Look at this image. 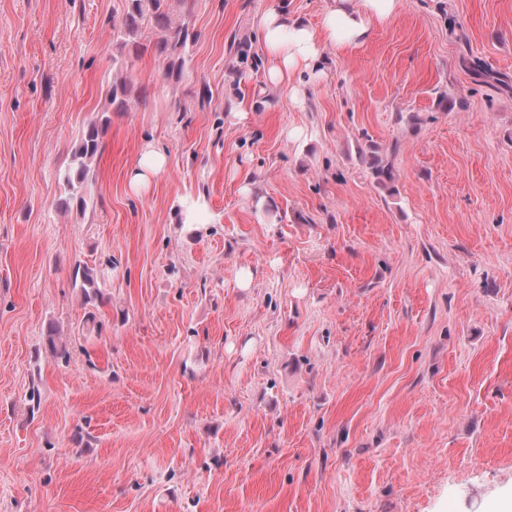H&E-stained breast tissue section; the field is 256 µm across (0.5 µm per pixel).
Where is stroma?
<instances>
[{
  "instance_id": "1",
  "label": "stroma",
  "mask_w": 512,
  "mask_h": 512,
  "mask_svg": "<svg viewBox=\"0 0 512 512\" xmlns=\"http://www.w3.org/2000/svg\"><path fill=\"white\" fill-rule=\"evenodd\" d=\"M279 4L317 28L330 0H170L187 73L128 60L141 98L114 114L122 0H0V512L512 505V90L462 63L512 78V0H404L325 50L300 110L267 65L230 85L231 40L261 52ZM106 112L93 205L58 209ZM151 142L167 167L137 194ZM369 165L370 178L377 186L386 188L393 183L395 176L391 162H385L382 157L373 156ZM99 277L96 269L88 265L79 263L73 270V287L80 288L85 303L91 304L94 308L104 302L98 283Z\"/></svg>"
}]
</instances>
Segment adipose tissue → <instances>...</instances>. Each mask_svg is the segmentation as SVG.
<instances>
[{
    "label": "adipose tissue",
    "mask_w": 512,
    "mask_h": 512,
    "mask_svg": "<svg viewBox=\"0 0 512 512\" xmlns=\"http://www.w3.org/2000/svg\"><path fill=\"white\" fill-rule=\"evenodd\" d=\"M404 0H331L321 28L314 29L285 11L268 10L260 19L267 77L287 83L288 97L302 107L307 96L305 77H316L324 48L344 52L363 45L372 28L395 16Z\"/></svg>",
    "instance_id": "obj_1"
}]
</instances>
